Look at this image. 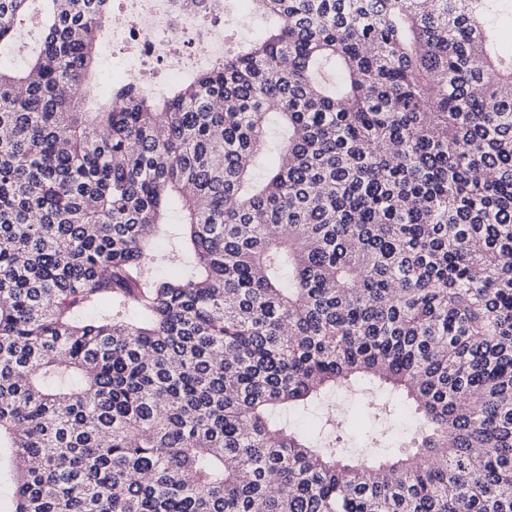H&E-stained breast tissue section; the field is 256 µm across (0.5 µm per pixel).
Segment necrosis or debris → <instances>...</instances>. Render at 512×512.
I'll return each mask as SVG.
<instances>
[{"label":"necrosis or debris","instance_id":"4bbe7bcc","mask_svg":"<svg viewBox=\"0 0 512 512\" xmlns=\"http://www.w3.org/2000/svg\"><path fill=\"white\" fill-rule=\"evenodd\" d=\"M112 9L124 22L103 39L130 58L125 82L158 93L170 79L224 62L226 0H113Z\"/></svg>","mask_w":512,"mask_h":512}]
</instances>
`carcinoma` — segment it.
Returning <instances> with one entry per match:
<instances>
[{
    "instance_id": "obj_1",
    "label": "carcinoma",
    "mask_w": 512,
    "mask_h": 512,
    "mask_svg": "<svg viewBox=\"0 0 512 512\" xmlns=\"http://www.w3.org/2000/svg\"><path fill=\"white\" fill-rule=\"evenodd\" d=\"M29 2L0 0L4 512H512V0H251L262 37L96 112L112 0H43L19 66ZM362 379L416 452L278 419ZM44 11V4L39 1H32L29 4V19L18 27L17 40L21 47L26 46L25 51L16 57L17 62L24 61L27 54L38 45L40 40V26L38 20ZM29 50V51H28ZM28 51V52H27Z\"/></svg>"
}]
</instances>
